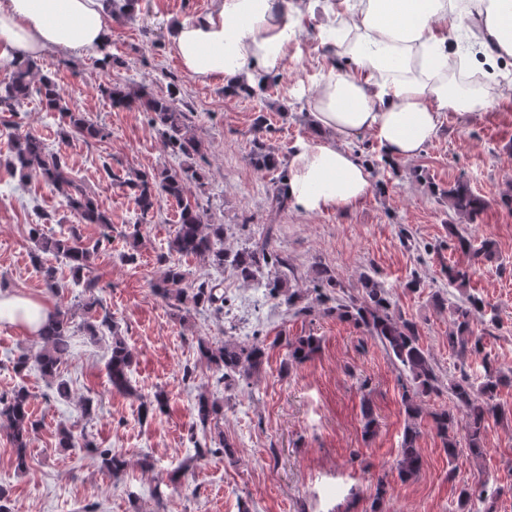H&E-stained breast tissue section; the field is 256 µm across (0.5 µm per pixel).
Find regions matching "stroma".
Listing matches in <instances>:
<instances>
[{
	"instance_id": "obj_1",
	"label": "stroma",
	"mask_w": 512,
	"mask_h": 512,
	"mask_svg": "<svg viewBox=\"0 0 512 512\" xmlns=\"http://www.w3.org/2000/svg\"><path fill=\"white\" fill-rule=\"evenodd\" d=\"M215 0H141L136 18L113 25L109 50L119 67L103 72L94 54L47 53L36 60L39 73L51 74L74 109L111 130L109 139L61 140L59 116L31 97L18 111L0 112V291L40 297L49 309L68 311L71 348L60 367L69 389L60 397L55 382L33 367L17 368L21 355L39 350L35 336L0 322V396L16 389L29 393L37 428L31 436L30 467L18 470L6 428H0V485L7 487L12 512H367L370 486L378 476L390 482L386 512H455L457 490L485 483L497 497V512H512V387L498 401L506 419L491 422L487 453L479 463L459 458L449 463L430 423H422L419 476L403 482L394 468L406 424L397 382L398 368L382 346L362 329L315 312L293 315L286 305L225 273L223 312L198 311L176 317L151 283L160 273L158 258L177 229L178 206L163 200L139 223V212L125 179L163 168L193 166L205 189L208 212L224 227V246L237 250L264 237L275 225L274 246L287 255L296 285L306 288L315 266L329 268L350 288L362 274L376 275L393 290V301L414 320L441 379L475 371L480 357L459 363L448 352V313L432 308L429 295L447 291L445 265L461 260L445 227L458 218L441 197L442 189L467 180L487 202L480 218L466 224L473 238L494 242L495 260L480 265L471 285L498 311L499 323L485 336V350L497 366L512 370V209L501 196L512 181V60L497 62L499 89L491 107L473 114L447 113L436 137L411 160L395 168L372 169V189L356 207L308 215L289 208L272 214L271 175L248 161L252 123L265 113L264 138L281 157L312 133L308 97L315 77L333 60L320 31L321 16L309 17L289 52L266 103L225 93L223 80L202 84L186 74L170 48L173 26L210 11ZM128 82L155 94L175 88L193 111L190 130L202 145V157H173L163 147L149 114L113 107L101 94L108 82ZM29 131L47 149L61 153L75 184L112 217L110 229L80 222L64 195L39 179L19 182L8 163L16 131ZM116 180H108L105 168ZM43 232L74 228L91 245L111 232L112 245L100 250L93 275L94 292L103 301L97 316H108L134 353L130 379L135 396L113 390L107 375L112 336L88 335L82 286L64 295L45 288L34 259V226ZM139 230L137 248L125 237ZM419 277L413 292L406 283ZM261 333L269 347L264 370L250 382L219 384L218 371L201 359L198 338L218 343L252 341ZM321 337L311 361L285 367L284 337ZM208 390L223 406L217 419L201 426L195 397ZM162 397L161 410L140 417L141 400ZM91 413H82L83 398ZM370 401L377 420L365 435L362 401ZM85 436L91 449L62 448L61 429ZM224 435L234 458L210 455L182 477L178 464L195 447ZM122 455L121 477L102 468L96 449ZM359 458H352V450ZM150 459L151 468L141 466ZM166 484L163 499L151 494Z\"/></svg>"
}]
</instances>
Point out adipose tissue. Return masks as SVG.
<instances>
[{
    "instance_id": "1",
    "label": "adipose tissue",
    "mask_w": 512,
    "mask_h": 512,
    "mask_svg": "<svg viewBox=\"0 0 512 512\" xmlns=\"http://www.w3.org/2000/svg\"><path fill=\"white\" fill-rule=\"evenodd\" d=\"M337 53L353 70H328L310 96L313 135L288 160V197L307 214L345 210L371 190L370 169L346 145L372 136L410 160L448 112H483L494 73L478 59H512V0H313ZM304 13L293 0H216L181 22L170 47L200 83L255 86L277 73L297 43ZM103 0H0V55L39 57L102 46ZM49 312L33 296L0 292V322L37 333Z\"/></svg>"
}]
</instances>
